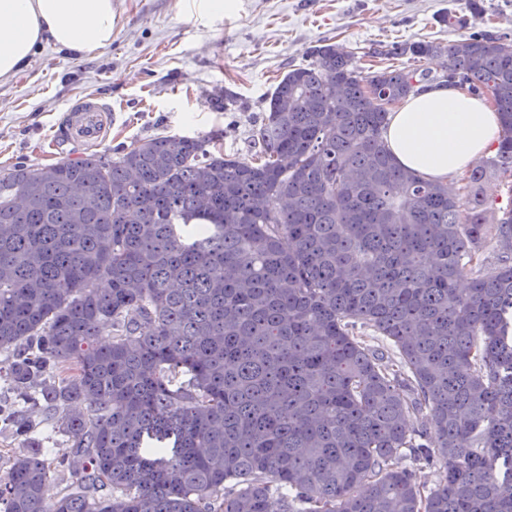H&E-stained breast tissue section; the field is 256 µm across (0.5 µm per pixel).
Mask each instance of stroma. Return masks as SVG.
Masks as SVG:
<instances>
[{
    "label": "stroma",
    "instance_id": "35a3bbf8",
    "mask_svg": "<svg viewBox=\"0 0 512 512\" xmlns=\"http://www.w3.org/2000/svg\"><path fill=\"white\" fill-rule=\"evenodd\" d=\"M486 14L468 29L439 23L467 12L466 0H228L223 12L202 0H114L110 46L83 58L40 44L28 66L0 81V170L38 168L113 154L154 136L221 133L226 154L253 163L252 131L266 96L307 49L329 39L361 66L378 44L448 42L486 30L512 40V0H484ZM229 89L228 111L209 97ZM85 99L112 107L116 121L97 146L57 133L63 112Z\"/></svg>",
    "mask_w": 512,
    "mask_h": 512
}]
</instances>
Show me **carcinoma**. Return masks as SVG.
<instances>
[{"instance_id":"obj_1","label":"carcinoma","mask_w":512,"mask_h":512,"mask_svg":"<svg viewBox=\"0 0 512 512\" xmlns=\"http://www.w3.org/2000/svg\"><path fill=\"white\" fill-rule=\"evenodd\" d=\"M441 55L435 79L310 47L267 95L253 164L213 132L0 172V378L25 403L0 404L19 442L0 512H512V206L482 193L512 196V41L370 53ZM449 78L502 135L427 182L371 89L399 104ZM41 425L69 451L48 456Z\"/></svg>"}]
</instances>
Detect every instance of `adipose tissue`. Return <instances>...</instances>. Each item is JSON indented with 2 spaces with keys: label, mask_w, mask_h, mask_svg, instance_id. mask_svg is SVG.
<instances>
[{
  "label": "adipose tissue",
  "mask_w": 512,
  "mask_h": 512,
  "mask_svg": "<svg viewBox=\"0 0 512 512\" xmlns=\"http://www.w3.org/2000/svg\"><path fill=\"white\" fill-rule=\"evenodd\" d=\"M113 0H0V80L28 65L35 48L52 42L85 55L112 42ZM498 112L466 90L431 86L389 114L384 137L396 163L426 181L462 177L496 151Z\"/></svg>",
  "instance_id": "1"
}]
</instances>
